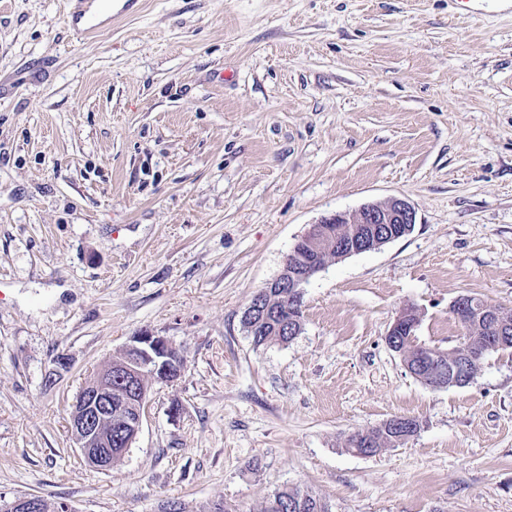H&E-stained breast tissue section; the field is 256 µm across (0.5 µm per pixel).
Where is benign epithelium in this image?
I'll list each match as a JSON object with an SVG mask.
<instances>
[{
	"instance_id": "obj_1",
	"label": "benign epithelium",
	"mask_w": 512,
	"mask_h": 512,
	"mask_svg": "<svg viewBox=\"0 0 512 512\" xmlns=\"http://www.w3.org/2000/svg\"><path fill=\"white\" fill-rule=\"evenodd\" d=\"M416 215L412 206L404 199L392 197L384 202L367 203L352 213H335L312 225L300 242L315 245L332 240L336 244V255H319L301 269L284 266L282 272L267 284L269 288H287L288 296L303 300L304 285L316 273L330 263L350 255L375 250L407 235ZM383 225L384 235L372 245L369 239L378 235L373 225ZM455 316L465 325L486 324L497 332L499 344H504L502 315L505 309L486 305L480 309L470 308L468 297L455 299ZM411 309L403 310L394 320L389 333L395 336L413 335L416 322ZM469 344L463 340L448 349V364L459 366L468 356ZM183 361L176 349L163 336L143 332L131 338L122 351L119 362H109L86 382L76 396L71 412L69 428L85 462L97 469L112 468V422L121 425V436L125 446L135 442L143 424L147 408L148 389L129 387L119 411L112 412V379L137 381L144 377L156 383L172 382L171 375L181 373Z\"/></svg>"
}]
</instances>
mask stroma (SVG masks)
Instances as JSON below:
<instances>
[{
    "label": "stroma",
    "mask_w": 512,
    "mask_h": 512,
    "mask_svg": "<svg viewBox=\"0 0 512 512\" xmlns=\"http://www.w3.org/2000/svg\"><path fill=\"white\" fill-rule=\"evenodd\" d=\"M82 37L66 0H0V500L73 512H261L300 486L332 512H512V350L463 387L385 341L512 309V15L451 0H143ZM416 223L304 287L303 330L255 347L252 297L335 212ZM184 360L111 469L69 418L132 336ZM407 415L373 456L347 436ZM468 299V296H459L452 302V304L455 302V316L460 319L462 323H464L467 327H469L472 323H483L490 325V327L497 332V336H499V345L505 344L503 336H508V332L512 331V312L508 317L509 325L507 332L505 331L504 324L501 320L503 313L506 312L505 309L500 308L497 305H485L480 309L472 310L470 308ZM415 317V314L413 312V310L411 309H405L403 310L398 316L397 318L394 320L387 336H389L390 334H393L391 336H404V331H407V336H413V341H412V345L416 348H419V347H424L425 349H422L424 350L426 353H429L430 355L432 356H436V357H441V354L443 352V350L439 349V348H435V347H427V346H421L420 344L417 343V337L415 335V332H416V329L415 326H416V321L417 320H414L412 321L411 319H413ZM413 330V332H412Z\"/></svg>",
    "instance_id": "1"
}]
</instances>
